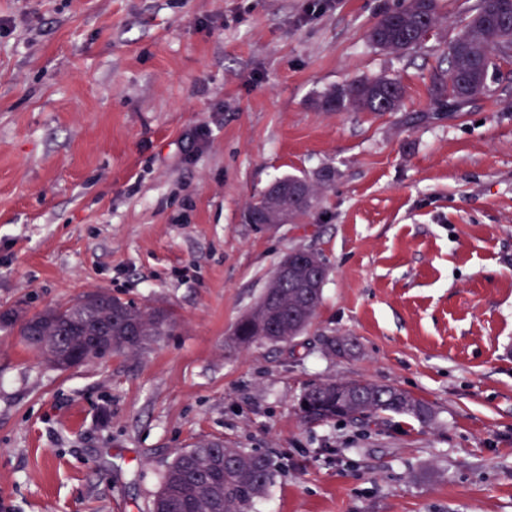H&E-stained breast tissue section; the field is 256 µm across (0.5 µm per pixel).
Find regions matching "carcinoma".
<instances>
[{
    "instance_id": "1",
    "label": "carcinoma",
    "mask_w": 512,
    "mask_h": 512,
    "mask_svg": "<svg viewBox=\"0 0 512 512\" xmlns=\"http://www.w3.org/2000/svg\"><path fill=\"white\" fill-rule=\"evenodd\" d=\"M437 22L436 0H406L388 12L370 29L376 47L404 53L422 46ZM512 55V0H477L448 45V69L435 75L437 102L447 98L466 102L486 95L494 58ZM402 99L400 84L391 78L363 79L335 87L319 96L316 104L328 111L394 112ZM317 197L315 184L299 176L275 182L247 213L250 224L263 222L271 200L288 211L292 220L303 218ZM277 317L254 305L237 322L231 342L237 347L262 342H291L312 324L321 304L322 291L310 292L298 281L272 294ZM19 329L24 342L49 365L61 368L54 356L66 348L77 349L82 327L105 319L110 326L112 351L138 352L167 335L175 323L164 308H139L112 297L106 290L83 295L64 306L46 308L28 315ZM323 348L336 356L353 349L345 338L330 336ZM297 413L306 423L335 420L380 419L404 416L421 426L436 420L428 402L389 385L363 380L327 381L309 385L301 394ZM275 469L271 459L240 448H229L224 440L202 439L180 450L167 465L152 512H252L254 502L272 486Z\"/></svg>"
}]
</instances>
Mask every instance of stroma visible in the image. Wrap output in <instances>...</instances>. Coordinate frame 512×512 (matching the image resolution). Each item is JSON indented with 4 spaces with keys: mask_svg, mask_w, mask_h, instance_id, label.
Wrapping results in <instances>:
<instances>
[{
    "mask_svg": "<svg viewBox=\"0 0 512 512\" xmlns=\"http://www.w3.org/2000/svg\"><path fill=\"white\" fill-rule=\"evenodd\" d=\"M402 0H0V311L97 290L177 319L137 353L66 371L0 329V505L151 512L176 452L267 454L254 512H512V58L488 92L433 100L476 0H437L397 55ZM396 79L394 112L316 98ZM316 182L297 224L246 223L277 179ZM329 272L288 343L231 346L291 250ZM355 356L324 354L328 336ZM387 384L428 428L306 425L305 387ZM436 22L435 0H408L402 8L384 14L370 29L369 39L380 49L404 53L421 47Z\"/></svg>",
    "mask_w": 512,
    "mask_h": 512,
    "instance_id": "stroma-1",
    "label": "stroma"
}]
</instances>
